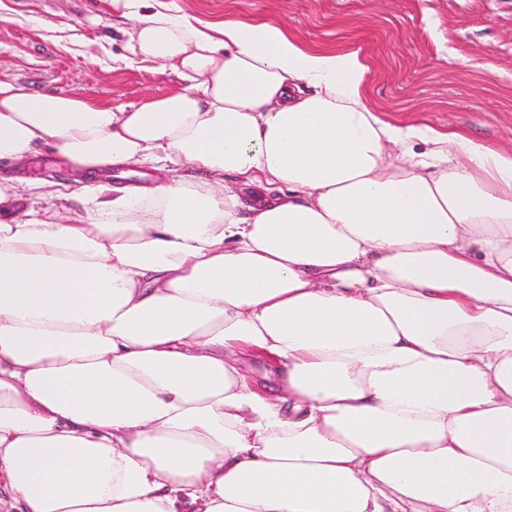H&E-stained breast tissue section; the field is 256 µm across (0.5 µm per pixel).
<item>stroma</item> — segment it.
<instances>
[{
  "label": "stroma",
  "instance_id": "obj_1",
  "mask_svg": "<svg viewBox=\"0 0 512 512\" xmlns=\"http://www.w3.org/2000/svg\"><path fill=\"white\" fill-rule=\"evenodd\" d=\"M200 25L262 16L307 47L359 51L368 104L389 121L470 133L512 151V0H173ZM107 0H0V78L131 109L184 91L169 67L130 56ZM0 174L58 185L85 209L84 178L48 149Z\"/></svg>",
  "mask_w": 512,
  "mask_h": 512
}]
</instances>
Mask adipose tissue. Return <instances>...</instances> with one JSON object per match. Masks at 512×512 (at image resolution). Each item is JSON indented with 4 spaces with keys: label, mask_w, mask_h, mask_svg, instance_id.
Masks as SVG:
<instances>
[{
    "label": "adipose tissue",
    "mask_w": 512,
    "mask_h": 512,
    "mask_svg": "<svg viewBox=\"0 0 512 512\" xmlns=\"http://www.w3.org/2000/svg\"><path fill=\"white\" fill-rule=\"evenodd\" d=\"M110 3L187 89L0 80V159L179 174L0 176V512H512V154L383 119L359 52ZM0 174L11 175L23 180L24 185L56 184L64 197L50 200L58 208L69 212H82L90 194H84L82 187L104 185L115 187L125 184L148 185L160 174L150 164H137L120 171H104L95 181L86 180L73 169L66 167L48 149H39L28 160L21 164L0 162Z\"/></svg>",
    "instance_id": "adipose-tissue-1"
}]
</instances>
